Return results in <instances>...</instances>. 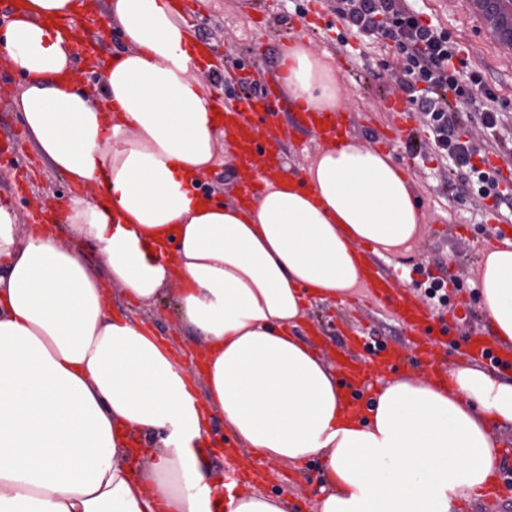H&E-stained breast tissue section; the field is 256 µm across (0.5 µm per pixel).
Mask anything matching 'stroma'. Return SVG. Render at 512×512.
Instances as JSON below:
<instances>
[{"label": "stroma", "instance_id": "35a3bbf8", "mask_svg": "<svg viewBox=\"0 0 512 512\" xmlns=\"http://www.w3.org/2000/svg\"><path fill=\"white\" fill-rule=\"evenodd\" d=\"M208 52L200 60L208 84L224 98H238L243 87L266 92L274 87L278 57L290 35L302 34L316 54L333 59L334 76L347 99L350 135L391 153L410 170L425 215L424 234L405 257L385 255L393 272L409 274L424 266L433 274L457 279V294L468 314L457 320L446 366L467 360V338L475 329L493 336V327L479 309L478 270L483 251L491 243L512 239V210L493 208L491 200L474 194L463 171H450L426 127V119L408 100L395 77L400 56L393 41L348 29L337 11L338 0H175ZM421 22L446 30L456 47L453 63L462 76L479 74L492 86L498 100L503 134L512 141V48L503 45L474 0H407ZM19 74L0 65V201H9L21 221L32 214L43 216L44 232L66 237L63 224L69 199L85 194L84 186L52 171L49 162L30 140L22 114L14 104ZM406 120L419 136L420 152L411 154L409 138L396 136L399 120ZM113 314L141 319L171 357L192 371L200 357L191 330L175 314L172 294H164L151 306L110 294ZM304 340L321 356L357 353L365 340L390 345L408 344L404 327L366 289L345 302H315L300 327ZM214 444L213 471L238 468L240 484L257 485L266 494L279 495L287 512H315L321 477L312 461L297 465L265 464L263 478L248 467V455L230 444L221 417L210 423Z\"/></svg>", "mask_w": 512, "mask_h": 512}]
</instances>
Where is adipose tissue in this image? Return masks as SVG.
I'll use <instances>...</instances> for the list:
<instances>
[{
	"label": "adipose tissue",
	"mask_w": 512,
	"mask_h": 512,
	"mask_svg": "<svg viewBox=\"0 0 512 512\" xmlns=\"http://www.w3.org/2000/svg\"><path fill=\"white\" fill-rule=\"evenodd\" d=\"M82 0H25L0 33L23 77L16 102L53 169L103 188L67 205V240L0 207V512H285L205 466L212 416L265 461L320 460L317 512H453L498 464L489 418L512 384L466 362L448 386L383 379L352 416L343 380L298 335L307 297L367 288L358 247L405 255L424 216L409 172L358 140L320 146L301 173L265 175L253 204L198 192L236 156L213 116L198 45L170 0H111L125 44L78 89L79 50L57 26ZM275 78L301 106L344 107L331 68L293 36ZM93 241L104 269L80 250ZM141 303L176 292L200 338L202 385L155 337L107 312L100 275ZM480 310L512 348V241L479 266Z\"/></svg>",
	"instance_id": "ef3b65f1"
}]
</instances>
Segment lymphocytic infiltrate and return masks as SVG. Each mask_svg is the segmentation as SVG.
I'll use <instances>...</instances> for the list:
<instances>
[{
  "instance_id": "obj_1",
  "label": "lymphocytic infiltrate",
  "mask_w": 512,
  "mask_h": 512,
  "mask_svg": "<svg viewBox=\"0 0 512 512\" xmlns=\"http://www.w3.org/2000/svg\"><path fill=\"white\" fill-rule=\"evenodd\" d=\"M341 15L345 23L357 32H379L395 40L402 58L404 76L421 83L414 101L419 112L428 119L439 149L448 154L451 169L463 170L475 179L479 196L494 198L496 204L512 203V196L499 188L493 173L472 164V146L462 142L460 131L471 111L482 114L489 132H496L500 123L494 104L495 90L478 74L460 80L450 71L448 62L456 53L447 31L421 24L413 10L401 0H345ZM454 90L455 102H448L445 93Z\"/></svg>"
}]
</instances>
